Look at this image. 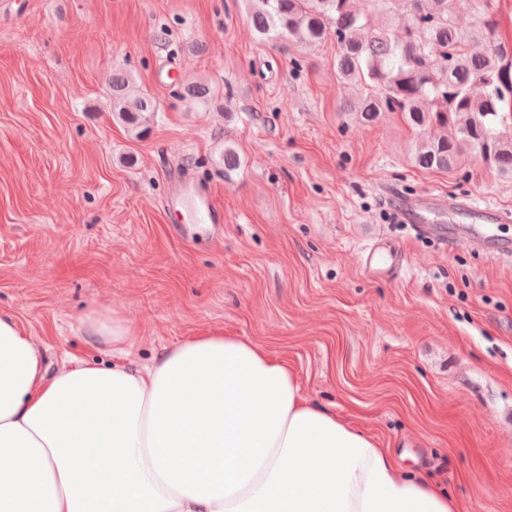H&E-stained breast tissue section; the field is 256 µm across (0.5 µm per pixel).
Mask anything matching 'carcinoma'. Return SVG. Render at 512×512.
<instances>
[{"instance_id":"carcinoma-1","label":"carcinoma","mask_w":512,"mask_h":512,"mask_svg":"<svg viewBox=\"0 0 512 512\" xmlns=\"http://www.w3.org/2000/svg\"><path fill=\"white\" fill-rule=\"evenodd\" d=\"M256 38L267 44L315 47L336 39V75L357 90L340 104L365 124L398 113L417 131L414 161L425 170L451 172L466 154L512 179V47L497 38L491 0L473 26L457 23L454 0H371L374 15L352 0H242ZM112 112L144 132L159 110L135 89L124 69L107 88ZM178 95L206 107L213 88L180 86Z\"/></svg>"}]
</instances>
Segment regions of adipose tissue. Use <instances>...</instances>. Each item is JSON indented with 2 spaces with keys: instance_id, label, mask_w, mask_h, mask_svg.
Masks as SVG:
<instances>
[{
  "instance_id": "ef3b65f1",
  "label": "adipose tissue",
  "mask_w": 512,
  "mask_h": 512,
  "mask_svg": "<svg viewBox=\"0 0 512 512\" xmlns=\"http://www.w3.org/2000/svg\"><path fill=\"white\" fill-rule=\"evenodd\" d=\"M85 329L111 365L52 374L0 311V512H461L247 337L208 330L138 368L130 320Z\"/></svg>"
}]
</instances>
